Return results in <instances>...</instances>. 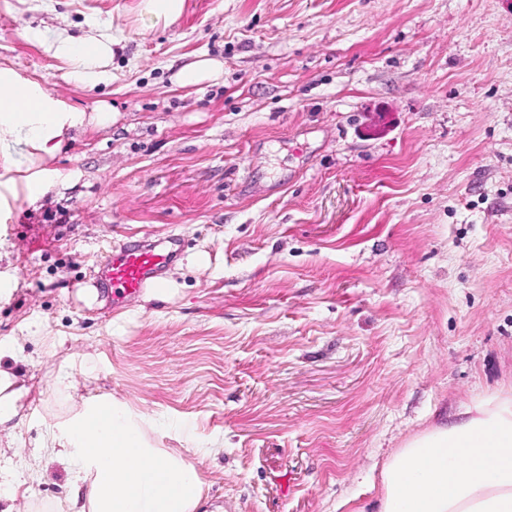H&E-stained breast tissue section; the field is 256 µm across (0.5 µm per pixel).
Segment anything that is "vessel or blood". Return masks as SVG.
Masks as SVG:
<instances>
[{"instance_id":"obj_1","label":"vessel or blood","mask_w":512,"mask_h":512,"mask_svg":"<svg viewBox=\"0 0 512 512\" xmlns=\"http://www.w3.org/2000/svg\"><path fill=\"white\" fill-rule=\"evenodd\" d=\"M176 252L167 238L154 241L125 237L113 245L96 273L98 282L112 292L114 304L130 296L158 287L165 270L174 262Z\"/></svg>"}]
</instances>
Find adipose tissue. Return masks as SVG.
<instances>
[{
    "label": "adipose tissue",
    "instance_id": "1",
    "mask_svg": "<svg viewBox=\"0 0 512 512\" xmlns=\"http://www.w3.org/2000/svg\"><path fill=\"white\" fill-rule=\"evenodd\" d=\"M77 83L108 82L119 39L25 27ZM109 109L88 113L39 81L0 64V206L18 197L36 202L56 183L48 169L64 144L87 127H106ZM22 146L24 164L11 149ZM77 468L87 512H198V474L179 454L154 448L128 408L102 400L86 405L55 439ZM378 512H512V395L477 398L465 419L411 440L383 468Z\"/></svg>",
    "mask_w": 512,
    "mask_h": 512
}]
</instances>
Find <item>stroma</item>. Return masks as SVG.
<instances>
[{"instance_id": "obj_1", "label": "stroma", "mask_w": 512, "mask_h": 512, "mask_svg": "<svg viewBox=\"0 0 512 512\" xmlns=\"http://www.w3.org/2000/svg\"><path fill=\"white\" fill-rule=\"evenodd\" d=\"M138 2L0 8L1 64L116 111L0 211L25 389L0 512H83L43 446L100 398L195 468L204 512H376L411 438L512 393V0H186L165 27ZM93 23L123 41L93 89L20 36ZM201 58L221 76L180 85ZM126 233L181 239L172 295L87 303Z\"/></svg>"}]
</instances>
